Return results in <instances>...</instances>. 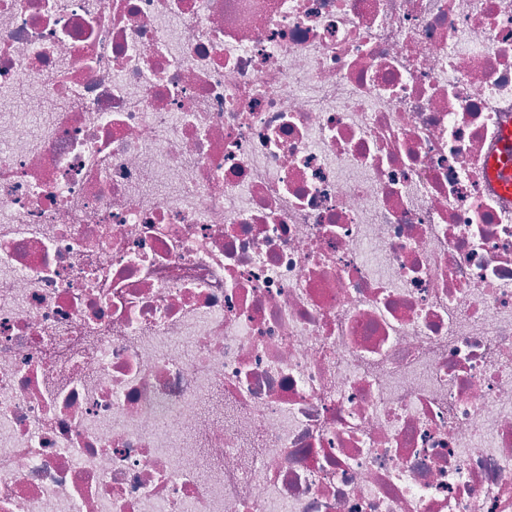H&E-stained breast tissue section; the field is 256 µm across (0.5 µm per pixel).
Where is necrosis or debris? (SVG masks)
<instances>
[{"label":"necrosis or debris","mask_w":512,"mask_h":512,"mask_svg":"<svg viewBox=\"0 0 512 512\" xmlns=\"http://www.w3.org/2000/svg\"><path fill=\"white\" fill-rule=\"evenodd\" d=\"M509 127L512 0H0V512H512ZM488 171L502 192L512 193V163L503 162L502 157L491 158L488 162Z\"/></svg>","instance_id":"obj_1"}]
</instances>
